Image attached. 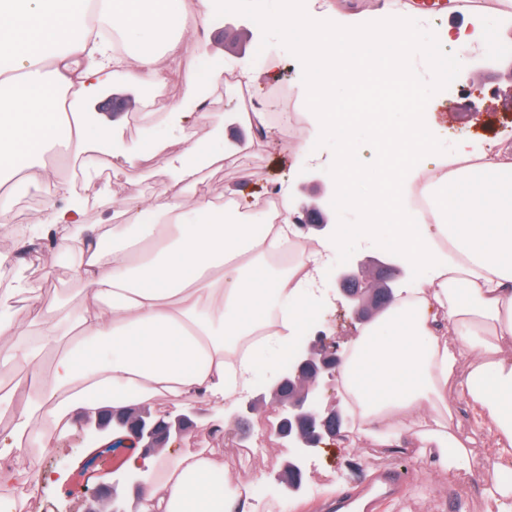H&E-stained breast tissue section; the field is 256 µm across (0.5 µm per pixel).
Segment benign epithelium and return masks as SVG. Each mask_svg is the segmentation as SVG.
<instances>
[{
	"mask_svg": "<svg viewBox=\"0 0 512 512\" xmlns=\"http://www.w3.org/2000/svg\"><path fill=\"white\" fill-rule=\"evenodd\" d=\"M294 224L327 227L323 207L301 205L291 214ZM328 289L329 296L353 310L363 318L373 309H384L391 301L392 290L385 285L379 289L362 286L361 265L350 261L336 266ZM339 344L327 339L323 333L299 337L294 345V355L288 367L269 376L264 382L266 391L276 398L283 414V430L279 436L288 440L296 454L303 457L308 449L322 439L340 434L345 422L344 415L336 409L322 404L321 393L336 378L341 363ZM192 409L179 412L169 421H161L146 413L118 412L104 408L94 423L93 437L100 439L112 434L117 443L127 442L151 454L171 441L184 437L193 427ZM94 502L99 507L90 512H126L115 489H106L95 494Z\"/></svg>",
	"mask_w": 512,
	"mask_h": 512,
	"instance_id": "benign-epithelium-1",
	"label": "benign epithelium"
}]
</instances>
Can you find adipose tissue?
I'll return each mask as SVG.
<instances>
[{"instance_id":"1","label":"adipose tissue","mask_w":512,"mask_h":512,"mask_svg":"<svg viewBox=\"0 0 512 512\" xmlns=\"http://www.w3.org/2000/svg\"><path fill=\"white\" fill-rule=\"evenodd\" d=\"M95 14L121 33L127 50L108 51ZM178 17V0H0V188L53 185L62 205L49 206L29 232L54 234L77 257L75 274L86 285L71 310L43 305L42 289L22 280L0 293L1 336L15 333V301L31 309L29 341L4 358L32 371L13 395H0V415L15 414L0 431V512H21L12 491L32 481L20 463L25 450L54 447L77 413L155 398L178 411L200 397L223 409L249 394L258 362L275 364L308 309L323 302L317 276L340 240L300 244L285 274L267 268L292 235L289 186L278 190V223L260 229L254 191H233L229 214L207 197L188 199L204 169L238 160L198 141L209 110L169 101L182 146L169 182L149 201L118 205L115 224L97 236L85 233L72 183L53 182L44 157L90 152L88 117L78 108L95 102L115 72L149 87L181 66ZM275 23L299 34L298 88L315 112L313 137L352 148L336 167L339 208L367 211L359 234L398 252L411 273L395 301L348 343L339 377L355 427L452 480L493 468L481 494L489 512H512V148H477L467 139L443 148L434 111L448 104V78L418 37L417 17L392 0L370 22L286 0ZM338 96L360 106L407 103L381 124L404 140L402 167L369 178L357 118L330 110ZM420 187L430 200L426 216L409 207ZM192 211L198 221H189ZM107 351L112 359L101 363ZM466 354L472 360L462 372ZM17 394L25 398L18 409ZM453 399L471 411L467 436L452 426ZM486 434L494 437L488 457L472 451ZM216 463L206 449L129 458L127 468L152 476L139 512H253L239 484L209 481Z\"/></svg>"}]
</instances>
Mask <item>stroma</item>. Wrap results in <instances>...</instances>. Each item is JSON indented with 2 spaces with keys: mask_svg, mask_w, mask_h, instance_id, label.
I'll return each instance as SVG.
<instances>
[{
  "mask_svg": "<svg viewBox=\"0 0 512 512\" xmlns=\"http://www.w3.org/2000/svg\"><path fill=\"white\" fill-rule=\"evenodd\" d=\"M280 0H236L233 7L213 15L208 26L197 25L196 0H181L180 11L187 21L189 38L185 43V59L194 76L186 83L180 72H171L167 81L150 93L128 81L124 74L113 76L104 90V97H128L133 101L126 111L113 114L122 139L137 143L145 139L173 140L174 130L167 122L166 110H150L140 104L143 97L170 101L184 98L187 106H195L197 86L205 84L218 68L237 70L245 64L261 72L259 83L249 86V95L259 109H268L279 89H287L289 100L298 116L293 129L284 130L276 141L251 135L240 107V85H225L224 109L198 131V136L216 151L246 150L243 165H227L219 170H205L204 190L211 196H228L230 190L252 186L257 190L291 185L295 201L314 203L318 195L315 181L335 179L336 169L330 163L314 166L305 162L300 151L312 135L309 110L298 91L295 70L297 55L277 29L257 24L258 13H276ZM263 51L264 62H256V51ZM460 88H449L448 109L438 112L439 133L445 141L467 136L475 144L491 138L512 140V61L501 58L491 65L470 66L460 72ZM60 172L66 180H86L88 170H95L101 178L98 196L84 199V223L108 224L117 203L126 200L151 199L169 181L164 158L158 157L146 166H130L122 159L97 153L85 161L60 163ZM0 251L13 252L18 257L14 267L0 269V290L11 287L17 278L42 285L44 304L63 300L77 306L85 285L74 268L75 257L60 253L55 248L33 251L22 238H13L0 232ZM266 365H258L251 396L257 406L249 415L246 426L230 422L219 433H211L216 412L204 400L194 402V427L173 445L176 452L200 448H218L224 455L225 473L234 482L258 469L260 454L246 449V440L255 438V426L267 414L274 412L272 399L261 396ZM85 416H76L74 427L62 436L56 447L37 450L42 468L55 471L56 479L40 486L42 512H86L93 491L116 487L126 512H133L136 491L121 479V460L127 451L123 448H104L92 443L85 426ZM343 436L352 437L350 449H342L337 439L326 438L311 450L303 461V486L290 491L282 475L294 459V451L287 440L276 439L270 447L271 460L262 474V483L250 497L258 512H329L328 505L337 491L357 492L365 483L367 474L404 471L407 479L372 506L375 512H486L481 487L490 479V472L465 476L449 481L446 473L425 467L416 468L408 451L380 447L369 437L352 436L343 429Z\"/></svg>",
  "mask_w": 512,
  "mask_h": 512,
  "instance_id": "stroma-1",
  "label": "stroma"
}]
</instances>
